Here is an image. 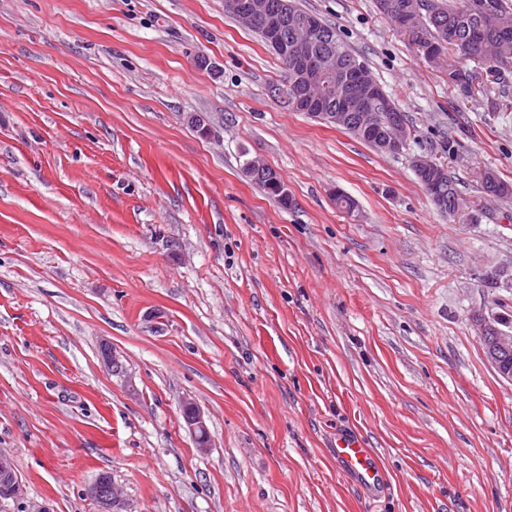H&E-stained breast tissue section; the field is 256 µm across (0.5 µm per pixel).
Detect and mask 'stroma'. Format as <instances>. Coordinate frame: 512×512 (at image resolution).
I'll list each match as a JSON object with an SVG mask.
<instances>
[{"label":"stroma","instance_id":"35a3bbf8","mask_svg":"<svg viewBox=\"0 0 512 512\" xmlns=\"http://www.w3.org/2000/svg\"><path fill=\"white\" fill-rule=\"evenodd\" d=\"M299 2L404 113L402 153L283 108L224 0H0V453L23 486L0 512H99L103 473L131 512H512V384L470 321L512 320L485 281L512 268V197L480 187L512 184V78L471 62L460 95L376 0ZM341 431L378 492L337 467ZM334 452L337 463L349 478L366 489L376 487L380 470L362 439L351 433L339 434Z\"/></svg>","mask_w":512,"mask_h":512}]
</instances>
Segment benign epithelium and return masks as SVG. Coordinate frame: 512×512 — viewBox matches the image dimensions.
I'll return each mask as SVG.
<instances>
[{
    "mask_svg": "<svg viewBox=\"0 0 512 512\" xmlns=\"http://www.w3.org/2000/svg\"><path fill=\"white\" fill-rule=\"evenodd\" d=\"M224 10L252 27H260L266 42L289 64L296 111L364 135L375 126V110L384 108L388 110L389 122L377 139L378 146L386 154L403 151L406 146L404 120L396 105L383 95L369 68L339 46L314 54V48L328 39L319 17L300 13L294 0H224ZM462 10L472 15L495 16L487 0H463ZM384 15L394 18L401 31L420 41L418 26L404 16L400 6L386 3ZM317 87L338 89L340 107L331 112L322 111L327 98L313 93ZM412 167L417 174L429 173L437 179L448 173L446 165L425 155L415 157ZM471 321L488 361L503 380L512 383V326L496 315L483 312L473 314ZM182 408L189 410L186 424L194 433L207 431L192 400H183ZM10 467V458L1 454L0 478H11L7 493L19 496L23 486L11 477ZM87 494L98 503L99 512H128L116 487L109 493L96 481L88 487Z\"/></svg>",
    "mask_w": 512,
    "mask_h": 512,
    "instance_id": "1",
    "label": "benign epithelium"
}]
</instances>
